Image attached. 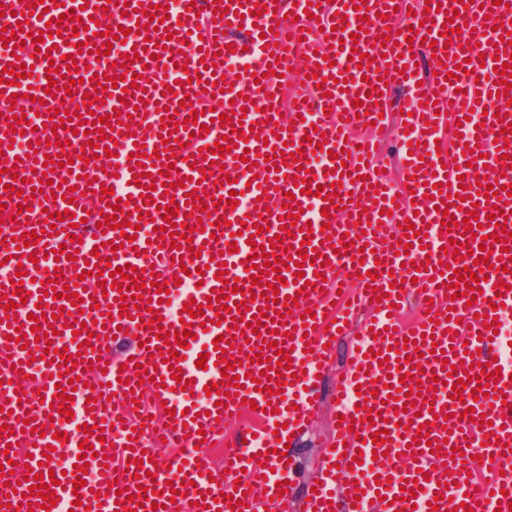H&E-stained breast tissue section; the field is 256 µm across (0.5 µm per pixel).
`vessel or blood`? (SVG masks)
I'll list each match as a JSON object with an SVG mask.
<instances>
[{
  "label": "vessel or blood",
  "instance_id": "1",
  "mask_svg": "<svg viewBox=\"0 0 512 512\" xmlns=\"http://www.w3.org/2000/svg\"><path fill=\"white\" fill-rule=\"evenodd\" d=\"M39 0H0V24L11 31L0 47V68L22 62L46 70L56 67L57 87H70L76 103L68 123L54 113L59 98L35 86L42 101L39 119L20 107L0 111V308L21 280L28 294L19 308H7L0 323V512H38L43 498L31 490L28 474L57 471L50 512H258L257 490L278 495L289 457L277 453L276 425L296 429L320 393L318 376L338 332L357 330L351 361L343 372L332 447L324 448L328 470L308 492L305 512H512V363L502 361V321L512 313V112L501 110V71L512 65V7L494 0H417L404 26L391 16L401 0H64L62 8L42 11ZM369 9L360 19L361 9ZM295 16L318 20L316 55L298 59L304 29ZM84 25L73 32L74 18ZM140 34L122 35L120 62L92 54L104 33L120 35L123 26ZM44 33L48 54L35 50L32 37ZM369 54L357 65L351 52ZM431 73L415 75L421 58ZM75 69H68V60ZM244 69L226 78L224 61ZM298 69L306 87L289 111H282L278 78ZM135 80L129 90H102L94 78ZM323 94H316L315 86ZM219 87L228 123L213 112L198 115L194 104L202 90ZM399 90L407 112L403 137L402 196H394L370 158V147L353 136L354 127L384 126V102ZM92 107H84L85 98ZM128 124L96 125L112 112ZM490 121H483L484 112ZM454 131L456 161L445 169L435 141L443 128ZM18 139L25 150L8 149ZM231 150L212 158L216 141ZM114 149L118 167L94 172L95 150L88 141ZM177 148H170V141ZM197 149L187 152L183 145ZM146 154L133 162L138 143ZM297 161H286V153ZM72 162L70 173L56 178L45 160ZM31 181L36 200L73 190L65 202L69 217L52 222L36 209L19 211L7 186L14 177ZM306 188H298V181ZM499 183L497 195L474 194L476 185ZM338 184L337 195H316L317 186ZM195 205H187L188 195ZM176 205L175 234H189L191 249H174L162 239V209ZM329 216H322V209ZM458 226L442 225L444 214ZM476 215L477 234L465 222ZM116 216L121 229L104 224ZM299 216L293 227L291 216ZM83 218L88 231L72 228ZM412 227H405V220ZM399 226L394 240L382 239V224ZM287 236H280V229ZM41 238L29 258L25 234ZM286 264L274 271L257 247ZM458 249L446 259L444 251ZM488 260V277L479 281L475 300L453 296L444 283V267L472 266ZM141 269L145 287L137 307L121 309L125 280L105 267ZM87 280H76L79 271ZM346 272L357 292L342 311H334L331 280ZM223 280H216V273ZM62 276V283L51 280ZM286 283L280 302L265 299L274 275ZM179 285H172V278ZM170 283L161 294L154 280ZM73 287L81 302L64 298ZM227 302H219L220 292ZM423 311L414 326L400 313L408 298ZM202 305V317L182 324L170 312L172 301ZM232 317L214 318L221 307ZM259 319V332L236 335L235 318ZM191 329L184 347L158 340V332ZM51 332L50 342L37 333ZM23 341H15V333ZM132 337L124 356L111 358L113 338ZM67 350L61 363L45 358L46 347ZM261 361H251L252 349ZM182 359H175V351ZM388 352V362L368 351ZM292 366L277 380L255 384L281 356ZM205 368H197L198 358ZM236 367L224 377L218 364ZM496 362L486 396L474 397L482 364ZM152 373L149 386L171 413L164 428L153 422L136 427L129 417L140 390L139 371ZM29 379L33 390L21 394ZM467 386L453 398L459 379ZM73 385L70 415L58 411V388ZM211 386L202 405L192 393ZM123 394V409H109L103 389ZM258 405L264 430L243 429L224 450L221 477L201 473L193 448L214 438L243 405ZM427 431H420V424ZM385 430L382 443L376 431ZM168 441L182 447L185 463L164 470L145 460L148 446ZM89 442L95 466L119 459L116 488L83 485L76 466L79 445ZM23 448L31 458L7 470L6 448ZM481 456L490 480L472 477L474 456ZM346 487L344 497L336 490Z\"/></svg>",
  "mask_w": 512,
  "mask_h": 512
}]
</instances>
